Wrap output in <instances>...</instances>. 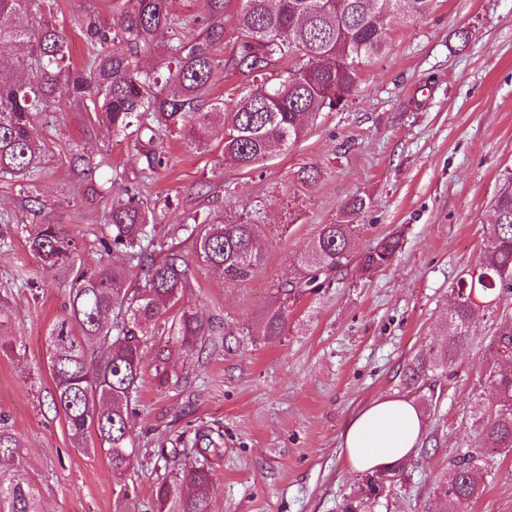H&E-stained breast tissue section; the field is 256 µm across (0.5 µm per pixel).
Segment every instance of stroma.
<instances>
[{
	"instance_id": "35a3bbf8",
	"label": "stroma",
	"mask_w": 512,
	"mask_h": 512,
	"mask_svg": "<svg viewBox=\"0 0 512 512\" xmlns=\"http://www.w3.org/2000/svg\"><path fill=\"white\" fill-rule=\"evenodd\" d=\"M125 0H55L70 57L83 66L92 48L81 28L109 25ZM241 0H224V27L211 50L222 65L211 98H233L251 76L236 65L245 40ZM389 47L366 68L338 109L317 115L292 149H273L254 169L225 161L219 143L191 148L178 134L112 133L91 113L54 94L33 133L43 166L21 190L0 176V298L23 359L0 356V418L24 443L28 471L45 512H115L112 470L96 439L90 453L73 448L51 405L53 381L45 336L64 314L68 274L43 269L22 228L57 224L80 245L78 264L103 260L111 199L137 193L154 208V243L181 252L193 269L184 297L204 318L236 329L255 323L278 285L299 273L298 260L319 225L348 221L356 232L347 261L330 285L301 296L282 336L235 353L201 346L173 348L169 369L180 384L161 382L155 357L163 338L148 340L143 380L132 404L134 464L125 512H151L152 489L165 472L159 448H193L200 431L221 434L210 458V512H445L434 483L461 454L479 447L476 400L491 403L482 356L512 326V290L480 308L471 336L448 370L419 389L403 383L414 355L440 341L452 289L480 258L491 203L512 175V0H430L413 20L384 19ZM470 33L460 44L459 31ZM316 167L319 181L296 173ZM368 208L345 214L352 197ZM260 217L262 270L226 283L195 254L193 224H239ZM399 235L385 267L366 269L378 240ZM381 396L412 400L424 422L422 445L400 469L371 479L347 468L341 433ZM485 490L467 512H512V452L488 455Z\"/></svg>"
}]
</instances>
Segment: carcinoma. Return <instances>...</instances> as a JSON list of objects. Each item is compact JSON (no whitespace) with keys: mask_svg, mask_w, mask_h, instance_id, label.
I'll return each mask as SVG.
<instances>
[{"mask_svg":"<svg viewBox=\"0 0 512 512\" xmlns=\"http://www.w3.org/2000/svg\"><path fill=\"white\" fill-rule=\"evenodd\" d=\"M428 0H242L239 25L247 34L237 66L260 79L227 105L208 101L218 63L212 41L222 32L223 0H207L208 40L199 42L179 30L170 17L168 0H133V5L105 29L88 23L85 34L98 46L92 62L73 67L65 31L47 19L54 0H0V49L25 45L14 80L0 81V173L33 181L40 164L32 137L34 115L44 111L60 91L69 101L94 113L99 126L112 132L132 127L178 130L195 149L221 137L224 157L250 170L276 146L288 149L306 134L313 117L336 109L360 82L361 73L387 47L380 18L421 15ZM27 14L33 22L17 26L11 19ZM173 32L164 65L143 71L137 57L154 48L161 29ZM295 63L279 81L265 80L274 59ZM495 220L475 268L454 288L448 327L438 344L415 356L405 370V384L415 386L428 373L446 370L458 347L470 336L478 301L512 288V177L493 202ZM111 235L101 240L104 251L122 254L127 263L147 269L141 288L127 286V271L109 263L75 268L79 246L58 224H41L28 233L26 246L43 266L75 270L68 285V311L46 336L53 379L51 404L62 414L73 447L85 449L95 434L100 451L121 478L133 464L135 448L128 427L131 401L143 373L145 327L172 307L177 312L163 327L167 342L238 351L259 340L280 335L288 322V304L314 293L347 260L354 224H322L300 260L301 274L281 283L276 302L253 325L237 332L202 319L181 304L191 288L190 266L177 251L158 250L148 239L149 215L136 195L112 203L105 214ZM262 225L208 224L197 234L195 251L228 283L257 274L264 258L256 245ZM400 244L396 235L379 240L365 256L370 267H383ZM9 317L0 309V353L21 358V337L8 330ZM512 328L501 331L484 356L486 384L495 395L487 411L476 407L475 427L480 447L461 455L451 477L437 482L435 493L456 505H469L482 493L477 476L486 464V450L512 448ZM202 447L197 460L172 477L157 482L154 512H209L212 482L205 468L208 456L220 453L211 433L196 436ZM0 512H44L37 486L23 461V444L7 423L0 422Z\"/></svg>","mask_w":512,"mask_h":512,"instance_id":"cac0c4a2","label":"carcinoma"}]
</instances>
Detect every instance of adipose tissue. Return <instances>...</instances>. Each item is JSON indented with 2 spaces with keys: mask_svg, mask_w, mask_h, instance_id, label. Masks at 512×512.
Wrapping results in <instances>:
<instances>
[{
  "mask_svg": "<svg viewBox=\"0 0 512 512\" xmlns=\"http://www.w3.org/2000/svg\"><path fill=\"white\" fill-rule=\"evenodd\" d=\"M422 431V416L411 402L379 397L348 422L341 451L353 471L374 472L414 455Z\"/></svg>",
  "mask_w": 512,
  "mask_h": 512,
  "instance_id": "ef3b65f1",
  "label": "adipose tissue"
}]
</instances>
